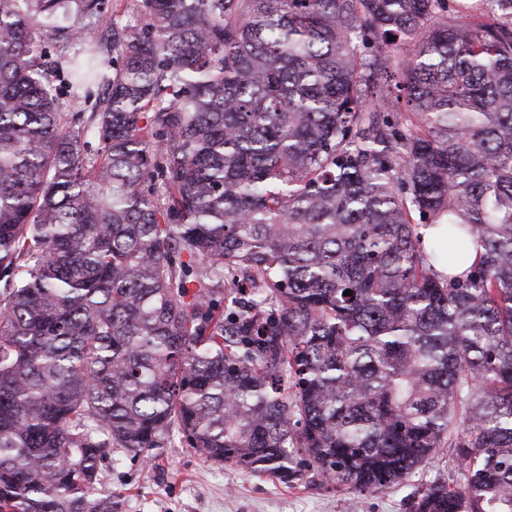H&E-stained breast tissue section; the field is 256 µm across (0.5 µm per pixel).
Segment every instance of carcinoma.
Wrapping results in <instances>:
<instances>
[{"label":"carcinoma","instance_id":"obj_1","mask_svg":"<svg viewBox=\"0 0 512 512\" xmlns=\"http://www.w3.org/2000/svg\"><path fill=\"white\" fill-rule=\"evenodd\" d=\"M135 5L0 0V512L175 443L512 512V0Z\"/></svg>","mask_w":512,"mask_h":512}]
</instances>
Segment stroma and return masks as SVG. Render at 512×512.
<instances>
[{
  "mask_svg": "<svg viewBox=\"0 0 512 512\" xmlns=\"http://www.w3.org/2000/svg\"><path fill=\"white\" fill-rule=\"evenodd\" d=\"M460 481L451 448L421 465L405 484L361 495L336 489L309 470L284 482L176 446L120 456L107 464L102 487L111 491L116 512H408L411 493Z\"/></svg>",
  "mask_w": 512,
  "mask_h": 512,
  "instance_id": "obj_1",
  "label": "stroma"
}]
</instances>
